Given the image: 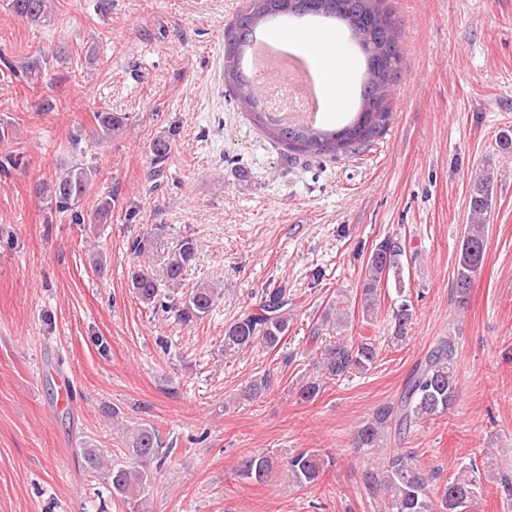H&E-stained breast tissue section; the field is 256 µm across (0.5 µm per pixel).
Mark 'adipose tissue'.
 <instances>
[{"instance_id": "obj_1", "label": "adipose tissue", "mask_w": 512, "mask_h": 512, "mask_svg": "<svg viewBox=\"0 0 512 512\" xmlns=\"http://www.w3.org/2000/svg\"><path fill=\"white\" fill-rule=\"evenodd\" d=\"M294 46L318 66L321 92L329 106L347 103L356 81L355 70L348 66V52L341 38L318 36L309 32L298 38Z\"/></svg>"}]
</instances>
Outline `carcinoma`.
<instances>
[{"label":"carcinoma","instance_id":"carcinoma-1","mask_svg":"<svg viewBox=\"0 0 512 512\" xmlns=\"http://www.w3.org/2000/svg\"><path fill=\"white\" fill-rule=\"evenodd\" d=\"M295 1L294 12H316L343 21L359 39L366 60V81L362 86L360 108L355 119L339 129L327 130L321 126L284 127L266 110L262 97L244 74L242 63L245 51L224 55L225 90L232 100L250 112L253 121L278 145L291 152L316 156H339L354 153L379 137L392 118L390 100L382 99L381 91L394 85L398 78L400 59L397 21L384 0H252L250 7L240 14L232 28L234 40L246 47L252 30L266 21L267 13L284 9ZM10 11L23 21L47 25L53 18L52 0H8ZM94 136L100 141L118 137L127 126L126 117L117 112H97ZM172 148V138L156 139L151 147L153 173H163L162 165ZM94 165L77 160L64 167L51 187L49 201L58 213H68L74 224H105L112 213V198L99 200L88 216L79 211V204L90 192L96 179ZM494 173L485 170L478 174L470 196V223L466 225L459 249L455 288L458 303L465 304L480 271L486 254V216L492 205ZM403 248L392 237L377 244L368 257L362 280L361 300L363 315L375 312L378 290L389 279L403 287L400 257ZM196 256V244L191 238L179 240L168 249L163 265L139 263L130 270L129 287L138 299L162 311L168 306L161 299V288L185 286L188 269ZM221 292L209 281H198L187 289L182 307L176 317L188 325L212 311ZM291 304L285 288H266L262 291L258 311L244 312L224 327V355L234 356L260 342L270 349L280 346L288 333ZM415 309L412 301L403 299L390 313L392 336L388 342L401 346L408 339ZM349 314L336 303L328 308L312 325L309 337L320 342L312 361V372L301 377L296 394L303 401L315 398L323 386L331 381L347 379L370 371L379 353L377 338L361 336L355 340L345 336L349 328ZM270 389L269 376L251 380L239 394L243 400L261 397ZM458 393L456 341L448 336L437 339L425 356L416 364L399 397L377 405L356 432L355 448L361 456L372 460L360 471L362 487L374 500L377 512H465L476 499L481 472L477 464L462 466L457 476L433 498L427 473L412 452L402 448H388V437H399L430 420H435L454 405ZM123 460L106 462L101 449L85 443L79 449L83 468L104 473V480L112 494L122 502L136 503L145 497L154 481V471L163 468L170 453L164 447L159 431L147 423L125 428ZM276 466L272 457L254 453L241 458L237 465L238 477L264 484ZM324 459L315 450L292 453L284 469L288 484L303 488L317 484L324 471Z\"/></svg>","mask_w":512,"mask_h":512}]
</instances>
